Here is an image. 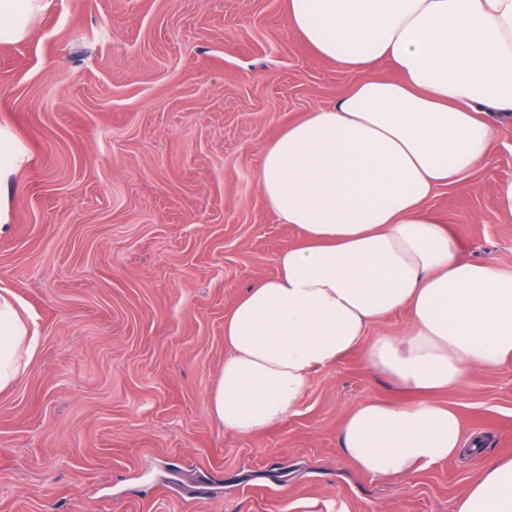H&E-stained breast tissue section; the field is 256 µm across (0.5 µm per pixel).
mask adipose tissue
<instances>
[{
	"label": "adipose tissue",
	"mask_w": 512,
	"mask_h": 512,
	"mask_svg": "<svg viewBox=\"0 0 512 512\" xmlns=\"http://www.w3.org/2000/svg\"><path fill=\"white\" fill-rule=\"evenodd\" d=\"M50 0H0V45L24 40ZM288 20L320 57L357 75L329 107L291 123L261 155L256 181L300 245L276 258L224 320V369L211 394L225 430L251 435L295 414L315 370L365 347L373 372L421 393L349 409L337 433L375 478L405 479L454 459L464 436L428 395L466 370L512 362V268L461 257L430 214L442 187L487 165L494 115L512 113V0H288ZM395 79L373 76L380 60ZM22 154L0 126V232ZM408 311L406 336L381 331ZM34 317L0 295V390L34 355ZM450 512H512V457L490 463Z\"/></svg>",
	"instance_id": "adipose-tissue-1"
}]
</instances>
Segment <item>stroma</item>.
I'll list each match as a JSON object with an SVG mask.
<instances>
[{"mask_svg": "<svg viewBox=\"0 0 512 512\" xmlns=\"http://www.w3.org/2000/svg\"><path fill=\"white\" fill-rule=\"evenodd\" d=\"M30 26L0 45V124L24 151L0 293L40 338L0 391V512H449L512 456V363L433 395L480 452L403 480L339 443L349 408L415 399L364 349L312 375L275 427L241 436L211 411L225 316L302 240L260 192L261 152L355 80L296 36L287 0H51ZM507 177L500 116L490 165L429 209L464 257L511 268Z\"/></svg>", "mask_w": 512, "mask_h": 512, "instance_id": "35a3bbf8", "label": "stroma"}]
</instances>
